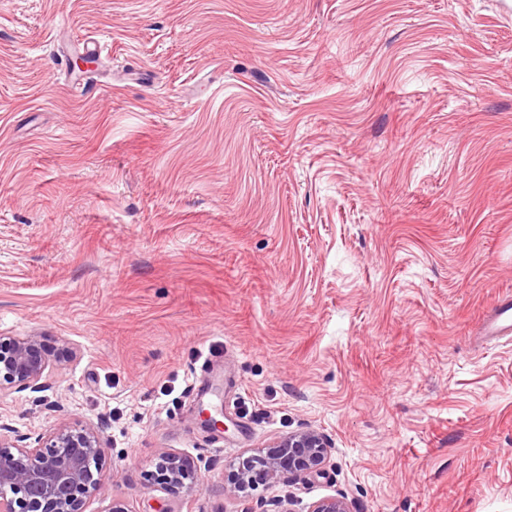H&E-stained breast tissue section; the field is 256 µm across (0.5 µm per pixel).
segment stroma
I'll use <instances>...</instances> for the list:
<instances>
[{
  "label": "stroma",
  "mask_w": 512,
  "mask_h": 512,
  "mask_svg": "<svg viewBox=\"0 0 512 512\" xmlns=\"http://www.w3.org/2000/svg\"><path fill=\"white\" fill-rule=\"evenodd\" d=\"M507 294L512 0H0V333L74 351L0 423L97 428L86 512H512ZM307 428L321 474L225 493ZM484 335L498 338L512 335V297L505 296L495 303L486 316ZM150 478L176 496L195 491L201 486L194 461L175 451H164L159 455Z\"/></svg>",
  "instance_id": "obj_1"
}]
</instances>
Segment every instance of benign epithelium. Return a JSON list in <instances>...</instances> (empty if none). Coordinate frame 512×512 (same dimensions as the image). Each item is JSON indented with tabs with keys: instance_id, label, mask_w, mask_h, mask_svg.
<instances>
[{
	"instance_id": "benign-epithelium-1",
	"label": "benign epithelium",
	"mask_w": 512,
	"mask_h": 512,
	"mask_svg": "<svg viewBox=\"0 0 512 512\" xmlns=\"http://www.w3.org/2000/svg\"><path fill=\"white\" fill-rule=\"evenodd\" d=\"M71 354L64 340L51 346L34 333L0 334V392L39 391L51 367ZM1 430L0 425V512H85L106 479L101 438L93 427L63 422L33 446ZM332 452L321 432H292L258 453L239 457L228 469L225 491L237 496L287 477L306 479L323 470ZM150 478L176 496L201 486L194 461L175 451L159 455ZM309 512L351 510L347 498L329 496L313 502Z\"/></svg>"
}]
</instances>
